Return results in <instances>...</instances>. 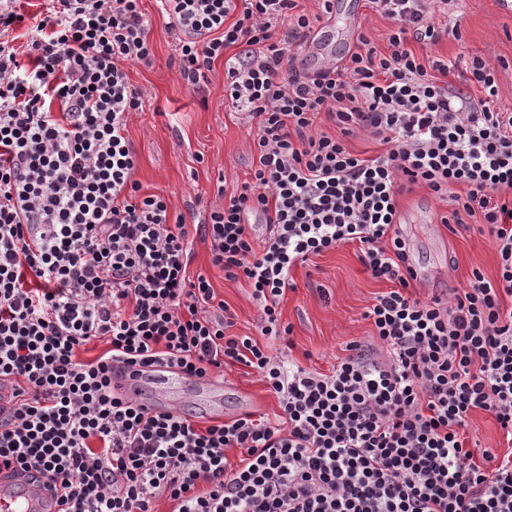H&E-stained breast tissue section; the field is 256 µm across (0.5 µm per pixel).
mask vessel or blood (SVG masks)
<instances>
[{"label": "vessel or blood", "instance_id": "1", "mask_svg": "<svg viewBox=\"0 0 512 512\" xmlns=\"http://www.w3.org/2000/svg\"><path fill=\"white\" fill-rule=\"evenodd\" d=\"M336 16L328 14L325 21L305 40L295 59L296 66L311 74L323 70L336 48ZM114 382L151 412L171 410L185 382L184 377L122 369L116 371ZM153 389L154 398H146L145 389ZM58 494L43 477L32 478L17 471H0V512H56Z\"/></svg>", "mask_w": 512, "mask_h": 512}]
</instances>
